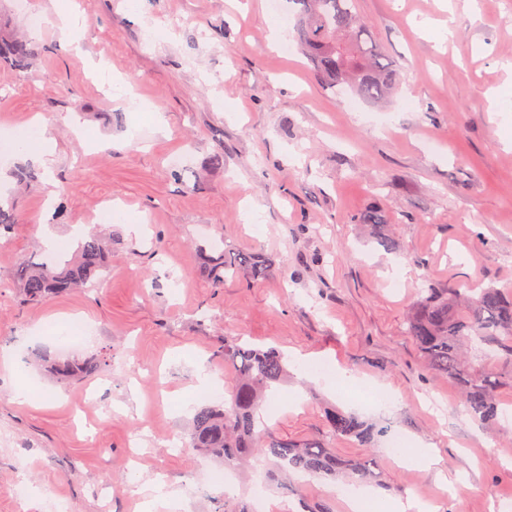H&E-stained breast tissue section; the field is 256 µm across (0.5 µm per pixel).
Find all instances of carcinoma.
<instances>
[{
  "label": "carcinoma",
  "instance_id": "obj_1",
  "mask_svg": "<svg viewBox=\"0 0 512 512\" xmlns=\"http://www.w3.org/2000/svg\"><path fill=\"white\" fill-rule=\"evenodd\" d=\"M297 17L296 39L302 52L315 64L321 82L329 87H348L370 103L389 99L400 84V69L393 65L369 35L370 23L360 17L357 0H291ZM34 51L22 37L0 33V63L18 71L30 67ZM17 224L13 205L0 200V232ZM365 226L388 249L395 243L377 212L365 218ZM112 236L91 234L78 242L73 258L45 257L18 264L12 280L22 289L24 300L40 301L75 288H93L96 278L109 271ZM268 267L255 253L220 254L211 268L215 287L224 277L243 272L252 279L263 277ZM421 298L405 320V332L413 338L427 366L457 381L465 411L487 422L498 414L496 394L502 376L493 366L468 371L465 347L477 343L495 350L512 362V291L494 285L472 283L465 288H421ZM224 363L235 381L224 407L198 410L190 429L191 444L223 459L236 468L255 453L277 460L280 474L305 473L312 477L354 480L382 475L360 459L337 455L330 439L342 438L359 448L371 447L382 430L337 406L324 410L327 436L289 439L259 428V410L272 385L287 374L284 355L277 349L255 348L239 337L224 339ZM49 371L61 378L80 380L96 374L94 358L54 360Z\"/></svg>",
  "mask_w": 512,
  "mask_h": 512
}]
</instances>
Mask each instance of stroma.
Wrapping results in <instances>:
<instances>
[{"mask_svg": "<svg viewBox=\"0 0 512 512\" xmlns=\"http://www.w3.org/2000/svg\"><path fill=\"white\" fill-rule=\"evenodd\" d=\"M268 2L139 0L156 23L149 33L128 0H0V25L37 51L28 71L0 68V135L37 116L56 144L29 191L15 177L20 161L0 155V199L19 218L0 236V354L10 359L0 363V512H42L19 500L20 487L46 489L65 512H143L159 475L183 491L186 512H298L303 500L346 512L336 483L314 478L292 494L271 484L260 499L241 478L232 494L194 495L221 469L188 430L197 408L227 394L228 336L289 359L287 382L262 409L274 431L324 435L333 404L403 446L431 445L439 464L429 470L380 441L370 451L332 441L385 476L382 500L428 501L435 512L512 501V384L498 392L502 417L477 424L404 332L423 283L512 286V0H357L402 81L384 104L352 107L318 80L292 15L274 17ZM62 4L84 21L81 52L51 23ZM179 16L190 25L170 32ZM450 17L445 43L435 27ZM107 197L120 217L105 279L22 301L11 273L34 257L42 225L75 248ZM374 208L394 249L363 229ZM207 242L264 255L267 275L214 287L198 251ZM74 317L93 331L79 354L100 358L101 373L63 382L39 359L68 357L54 325ZM339 368L372 391L389 387L393 402L337 390ZM201 372L215 392H197ZM20 386L31 403L15 400Z\"/></svg>", "mask_w": 512, "mask_h": 512, "instance_id": "1", "label": "stroma"}]
</instances>
